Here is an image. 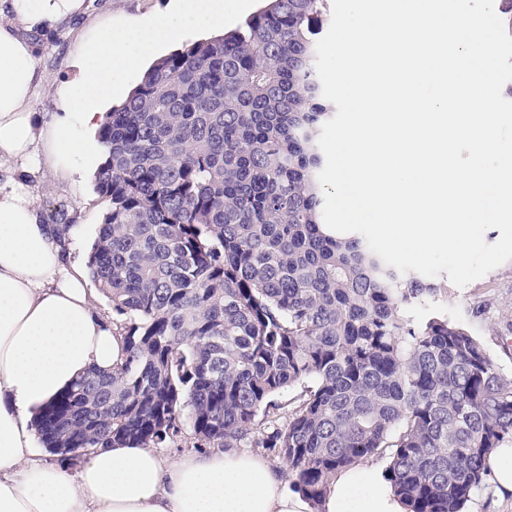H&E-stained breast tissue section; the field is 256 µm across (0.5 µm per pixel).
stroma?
<instances>
[{"label":"stroma","mask_w":512,"mask_h":512,"mask_svg":"<svg viewBox=\"0 0 512 512\" xmlns=\"http://www.w3.org/2000/svg\"><path fill=\"white\" fill-rule=\"evenodd\" d=\"M89 17L73 33L58 36L40 55L44 85L33 98L31 108L42 119L58 116L60 108L54 96L56 86L72 81L77 75L71 60L85 37L96 24L112 21L119 25L133 17L162 14L167 0H90ZM95 164H77L69 169L45 168L29 174L28 184L44 216L56 220L66 214L69 229V259L86 264L90 247L109 207L94 190ZM447 293L437 303L418 309L428 317L447 315L478 336L494 356L500 371L512 376V261L506 262L465 288L449 285L447 274H440Z\"/></svg>","instance_id":"obj_1"}]
</instances>
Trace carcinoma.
Masks as SVG:
<instances>
[{
    "label": "carcinoma",
    "instance_id": "1",
    "mask_svg": "<svg viewBox=\"0 0 512 512\" xmlns=\"http://www.w3.org/2000/svg\"><path fill=\"white\" fill-rule=\"evenodd\" d=\"M265 2L157 61L99 127L88 267L123 351L41 411V441L161 448L187 421L198 447L288 462L314 503L381 458L410 512H465L512 442V379L468 329L413 319L441 284L326 232L324 0Z\"/></svg>",
    "mask_w": 512,
    "mask_h": 512
}]
</instances>
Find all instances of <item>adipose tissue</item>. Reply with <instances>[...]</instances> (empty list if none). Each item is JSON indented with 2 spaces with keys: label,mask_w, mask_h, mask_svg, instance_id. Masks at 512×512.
<instances>
[{
  "label": "adipose tissue",
  "mask_w": 512,
  "mask_h": 512,
  "mask_svg": "<svg viewBox=\"0 0 512 512\" xmlns=\"http://www.w3.org/2000/svg\"><path fill=\"white\" fill-rule=\"evenodd\" d=\"M86 10L85 0H0V512H407L374 464L339 472L315 505L263 456L236 449L166 460L150 448H107L74 477L32 459L33 411L89 369H111L121 343L27 176L46 162L93 158L84 133L112 103L113 74L220 28L225 0H169L160 20L101 24L82 45L78 78L54 91L62 117L42 123L31 110L43 82L37 43Z\"/></svg>",
  "instance_id": "obj_1"
}]
</instances>
